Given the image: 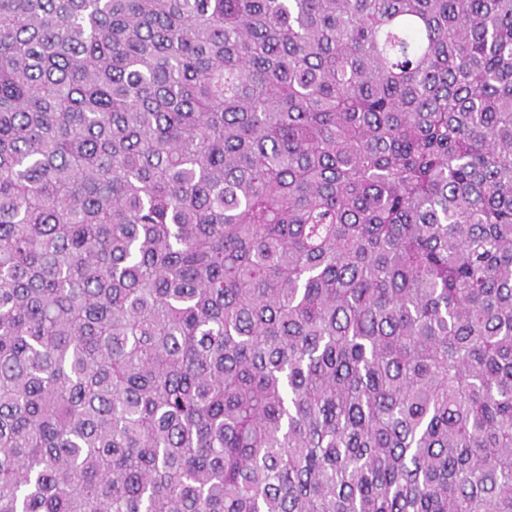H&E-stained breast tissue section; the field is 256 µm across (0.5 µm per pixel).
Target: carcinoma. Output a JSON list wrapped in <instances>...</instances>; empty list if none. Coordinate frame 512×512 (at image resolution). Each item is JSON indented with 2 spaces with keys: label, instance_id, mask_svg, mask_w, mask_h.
I'll use <instances>...</instances> for the list:
<instances>
[{
  "label": "carcinoma",
  "instance_id": "carcinoma-1",
  "mask_svg": "<svg viewBox=\"0 0 512 512\" xmlns=\"http://www.w3.org/2000/svg\"><path fill=\"white\" fill-rule=\"evenodd\" d=\"M0 512H512V0H0Z\"/></svg>",
  "mask_w": 512,
  "mask_h": 512
}]
</instances>
